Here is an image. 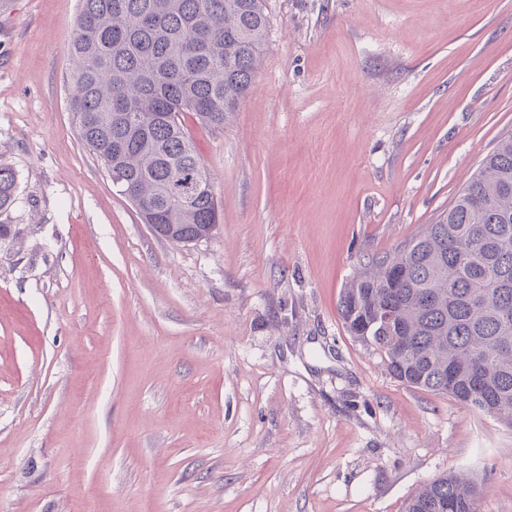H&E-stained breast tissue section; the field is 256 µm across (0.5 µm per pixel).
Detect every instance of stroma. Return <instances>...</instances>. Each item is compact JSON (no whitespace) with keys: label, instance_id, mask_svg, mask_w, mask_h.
Instances as JSON below:
<instances>
[{"label":"stroma","instance_id":"stroma-1","mask_svg":"<svg viewBox=\"0 0 512 512\" xmlns=\"http://www.w3.org/2000/svg\"><path fill=\"white\" fill-rule=\"evenodd\" d=\"M251 90L184 124L221 220L143 224L69 110L79 0L0 11V512H405L477 478L512 512V427L415 389L341 294L512 133V0H266ZM18 178L15 170L0 164V214L7 212L17 200Z\"/></svg>","mask_w":512,"mask_h":512}]
</instances>
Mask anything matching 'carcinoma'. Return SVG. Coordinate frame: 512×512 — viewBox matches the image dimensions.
<instances>
[{"label": "carcinoma", "mask_w": 512, "mask_h": 512, "mask_svg": "<svg viewBox=\"0 0 512 512\" xmlns=\"http://www.w3.org/2000/svg\"><path fill=\"white\" fill-rule=\"evenodd\" d=\"M69 47L77 134L143 223L187 244L214 231L211 176L183 123L218 130L248 94L268 27L264 0H79ZM0 164V214L17 200ZM346 328L404 384L512 427V134L435 223L353 277ZM460 475L424 484L406 512H480Z\"/></svg>", "instance_id": "1"}]
</instances>
